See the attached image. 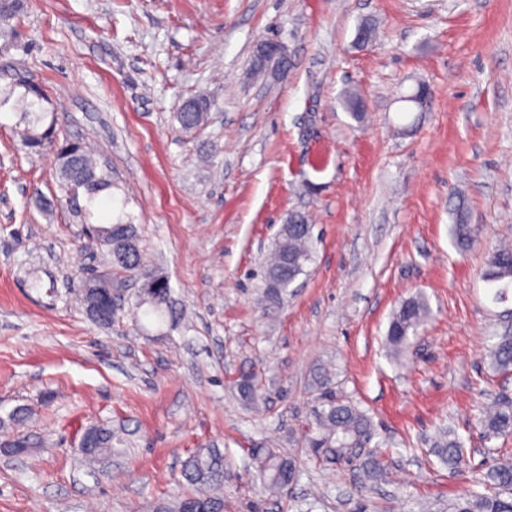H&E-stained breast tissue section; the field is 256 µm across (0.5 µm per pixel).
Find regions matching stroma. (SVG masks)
<instances>
[{
	"label": "stroma",
	"instance_id": "35a3bbf8",
	"mask_svg": "<svg viewBox=\"0 0 512 512\" xmlns=\"http://www.w3.org/2000/svg\"><path fill=\"white\" fill-rule=\"evenodd\" d=\"M0 24V88L24 74L47 95L56 142L89 145L112 173L93 223L134 225L164 273L176 321L136 316L125 292L108 326L74 298L110 272L59 189L55 149L23 147L0 111V512H148L192 490L190 456L215 450L231 475L224 512H448L512 436L485 440L477 420L512 397L489 370L488 336L512 331V297L495 300L486 253L512 238V0H21ZM377 38L358 46V24ZM288 48L286 69L253 75L257 43ZM424 109L405 102L418 84ZM356 90L362 119L339 100ZM202 94L206 121L174 114ZM480 231L448 237L457 194ZM312 217L313 260L287 303L257 306L263 268L288 212ZM431 310L409 358L384 338L394 309ZM372 416L391 447L362 494L355 465L326 470L301 454L319 403L315 371ZM252 373L267 400L231 384ZM23 410L24 419L11 414ZM92 425L122 431L103 463L79 443ZM468 465L425 457L439 428ZM299 457L288 498L266 500L247 450Z\"/></svg>",
	"mask_w": 512,
	"mask_h": 512
}]
</instances>
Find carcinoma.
Returning <instances> with one entry per match:
<instances>
[{
	"label": "carcinoma",
	"mask_w": 512,
	"mask_h": 512,
	"mask_svg": "<svg viewBox=\"0 0 512 512\" xmlns=\"http://www.w3.org/2000/svg\"><path fill=\"white\" fill-rule=\"evenodd\" d=\"M23 89L14 96L16 88ZM46 96L42 89L23 80L13 83L9 89L0 90V108L12 104L19 116L18 134L23 146L40 150L51 142L52 127H44L46 111L43 102ZM210 104L203 97L186 100L177 120L185 129L203 123ZM57 174L67 197L78 201L79 192H84L87 201H93L100 193L112 188L111 172L98 167L87 148L80 142L66 141L56 152ZM454 224L449 234L453 243L467 248L476 241L477 229L468 223L465 200L460 199L454 207ZM313 225L306 215L291 213L287 223L281 225L274 250L264 269V288L259 299L262 313L271 314L280 309L288 296V288L307 273L312 261ZM92 244L104 251L115 273H138L142 257L135 228L130 223L119 221L95 230ZM486 282L504 283L506 287L495 291V298L506 297L507 285H512V244L503 243L489 252L483 272ZM112 280L96 276L84 280L81 302L89 307L88 290L110 288ZM147 288L139 305H148L146 313L158 319L174 318L171 303V287L166 277L154 273L143 283ZM430 309L421 296L403 300L390 318L385 336V347L393 357L411 354L412 339L426 328ZM487 356L499 372H512V336L495 337L487 346ZM313 383L321 391L320 407L314 412L310 432L305 436L302 451L313 460L324 465L337 464L353 459L361 461L363 475L367 480L378 477L385 467L382 448L384 440L379 437L372 418L358 406L339 398L329 387L328 371L315 373ZM240 398L252 404L265 400V395L249 374H243L235 382ZM481 432L486 438L512 435V399L499 398L489 410L479 417ZM89 435L93 446L83 449L91 460H100L112 454L114 443L121 442L119 435L110 428L94 426ZM463 443L452 431L438 433L431 443L430 454L450 469L459 468L463 461ZM254 468V479L260 488L272 495H288L290 486L299 476L296 458L283 455L274 448L258 445L249 449ZM224 456L217 453L196 455L184 464L183 477L197 487L195 493L177 499L174 503H163L155 512H224ZM488 488L486 493L470 492L451 504L450 512H512V458L505 457L488 466L482 481Z\"/></svg>",
	"instance_id": "obj_1"
}]
</instances>
